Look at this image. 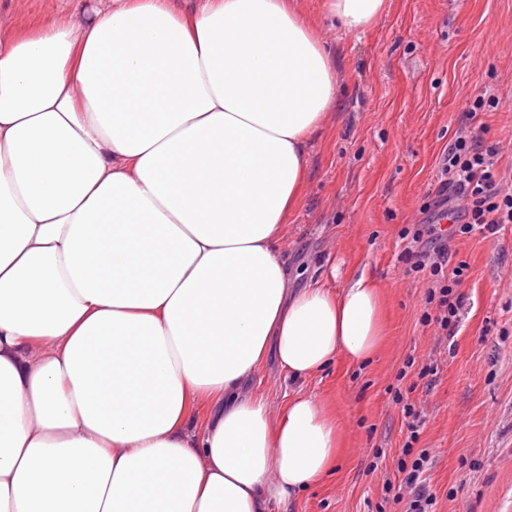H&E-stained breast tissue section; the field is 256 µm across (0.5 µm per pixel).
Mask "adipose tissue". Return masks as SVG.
<instances>
[{
  "instance_id": "obj_1",
  "label": "adipose tissue",
  "mask_w": 512,
  "mask_h": 512,
  "mask_svg": "<svg viewBox=\"0 0 512 512\" xmlns=\"http://www.w3.org/2000/svg\"><path fill=\"white\" fill-rule=\"evenodd\" d=\"M339 102L295 0L0 24V512H273L336 469L322 399L235 393L268 355L305 380L383 342L376 281L294 292L280 251Z\"/></svg>"
}]
</instances>
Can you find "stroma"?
Masks as SVG:
<instances>
[{
	"label": "stroma",
	"mask_w": 512,
	"mask_h": 512,
	"mask_svg": "<svg viewBox=\"0 0 512 512\" xmlns=\"http://www.w3.org/2000/svg\"><path fill=\"white\" fill-rule=\"evenodd\" d=\"M98 0H0V19L80 13ZM343 94L308 146L305 194L288 217L282 253L295 286L325 278L343 287L365 275L385 292L387 339L369 360L337 358L306 390L344 429L339 468L304 493L294 512H398L383 488L402 459L406 428L395 390L426 413L414 450H426L435 512H512V224L490 236L454 237L453 262L469 269L455 334L436 344L423 323L430 276L407 274L405 236L425 218L428 195L476 98L473 132L500 144L512 176V0H389L364 31L322 28ZM435 358L432 385L407 359Z\"/></svg>",
	"instance_id": "35a3bbf8"
}]
</instances>
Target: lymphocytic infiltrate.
Instances as JSON below:
<instances>
[{
  "label": "lymphocytic infiltrate",
  "instance_id": "obj_1",
  "mask_svg": "<svg viewBox=\"0 0 512 512\" xmlns=\"http://www.w3.org/2000/svg\"><path fill=\"white\" fill-rule=\"evenodd\" d=\"M500 146L485 144L483 137L458 129L455 140L448 149L443 172L445 179L428 204L429 220L414 232L405 250V260L411 271L425 272L436 287L427 298L434 303V313L425 315L424 322L433 329L434 340H442L445 332L455 325L463 296L458 288L463 279L464 264H451L448 256V235L440 221L453 216L455 230L460 234H496L501 225L512 224V185L496 165ZM401 405L407 419L408 446L403 453L398 471L402 478L397 485L395 503L402 512H430L434 498L422 477L428 461L426 452H414L423 422L422 409L405 402L402 393L393 396Z\"/></svg>",
  "mask_w": 512,
  "mask_h": 512
}]
</instances>
